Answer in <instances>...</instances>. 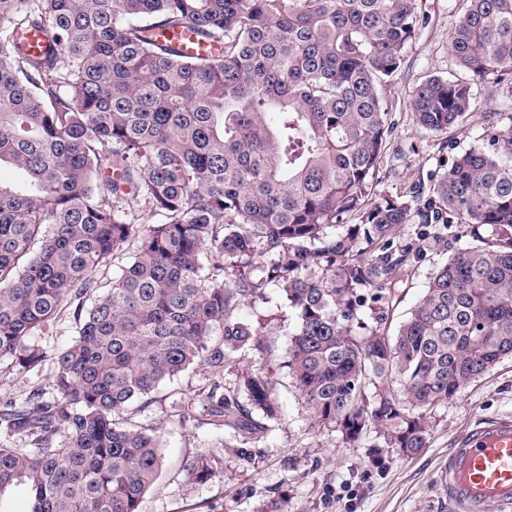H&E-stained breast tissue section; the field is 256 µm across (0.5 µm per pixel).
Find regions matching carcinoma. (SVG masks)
<instances>
[{"mask_svg": "<svg viewBox=\"0 0 512 512\" xmlns=\"http://www.w3.org/2000/svg\"><path fill=\"white\" fill-rule=\"evenodd\" d=\"M467 2L448 52L468 79L415 89L426 130L463 127L488 80L512 103V0ZM419 21L417 0H0V163L23 174L0 181V361L40 367L31 338L65 303L78 329L51 396L0 405V492L25 485L27 512H140L162 427L128 409L260 349L263 324L239 312L266 284L297 315L284 367L314 427L345 444L377 427L386 447L420 452L427 411L512 356V130L486 116L485 144L429 195L368 203L389 133L381 89ZM29 32L45 50L21 51ZM131 201L159 222L136 223ZM400 224L445 250L466 224L472 242L393 329L395 285L421 258L393 242ZM277 385L265 367L215 382L179 419L246 445L280 417ZM218 464L201 450L185 470L206 482Z\"/></svg>", "mask_w": 512, "mask_h": 512, "instance_id": "obj_1", "label": "carcinoma"}]
</instances>
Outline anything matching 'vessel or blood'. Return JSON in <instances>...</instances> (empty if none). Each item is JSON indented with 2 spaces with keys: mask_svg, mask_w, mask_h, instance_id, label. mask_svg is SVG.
Masks as SVG:
<instances>
[{
  "mask_svg": "<svg viewBox=\"0 0 512 512\" xmlns=\"http://www.w3.org/2000/svg\"><path fill=\"white\" fill-rule=\"evenodd\" d=\"M444 481L457 512H512V417L481 420L457 437Z\"/></svg>",
  "mask_w": 512,
  "mask_h": 512,
  "instance_id": "b4317fda",
  "label": "vessel or blood"
}]
</instances>
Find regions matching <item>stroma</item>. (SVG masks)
<instances>
[{"instance_id": "stroma-1", "label": "stroma", "mask_w": 512, "mask_h": 512, "mask_svg": "<svg viewBox=\"0 0 512 512\" xmlns=\"http://www.w3.org/2000/svg\"><path fill=\"white\" fill-rule=\"evenodd\" d=\"M463 10L464 0H422L420 28L384 91L392 131L374 179L377 196L428 190L458 154L481 145L488 113H498L501 130L512 129V111L502 108L500 89L492 82L478 88L463 129L431 132L414 121L413 92L425 79L467 77L448 54L449 34ZM394 240L416 243L422 253L397 285L401 301L392 316L397 323L420 298L448 251L464 246L468 236L465 226L454 227L447 249L442 250L433 240L418 239L415 225L403 224ZM241 315L265 316L269 323L261 350L244 349L239 361L225 371L224 380L231 384L280 362L297 322L280 290L270 285ZM76 336L73 309L63 307L35 334L36 344L47 354L38 370L22 374L9 363H0V402L22 399L36 388L49 390L52 355ZM212 382L206 368H191L152 393L136 412V421L162 426L164 440L160 475L144 496L140 512H452L439 486V474L448 464L455 437L480 420L512 416V357H508L433 409L426 448L401 457L386 448L373 430L351 445L342 444L339 433L318 432L297 389L284 376L278 391L280 421L243 452L226 447L223 430L210 425L207 417L182 422L175 414L174 400L198 394ZM204 449L220 459L221 472L198 483L188 478L184 463Z\"/></svg>"}]
</instances>
